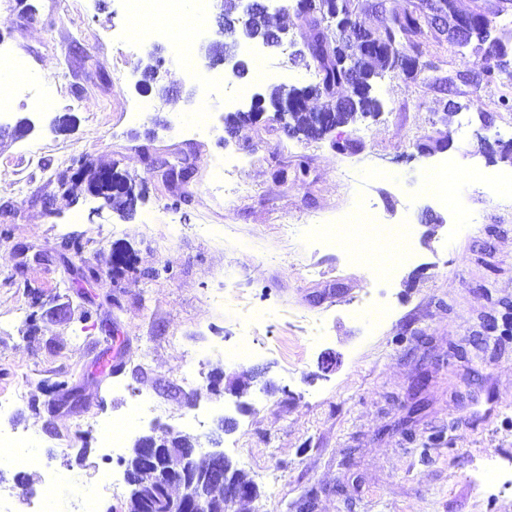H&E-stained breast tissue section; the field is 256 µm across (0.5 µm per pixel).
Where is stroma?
<instances>
[{"instance_id":"stroma-1","label":"stroma","mask_w":512,"mask_h":512,"mask_svg":"<svg viewBox=\"0 0 512 512\" xmlns=\"http://www.w3.org/2000/svg\"><path fill=\"white\" fill-rule=\"evenodd\" d=\"M270 22L292 37L263 52L278 82L315 85L316 61L295 56L308 26L291 13ZM193 46L190 74L179 46L132 20L125 0L0 8V49L25 66L0 116V393L27 395L0 425L30 437L42 460L24 488L14 468L0 471V512H39L58 473L77 491L110 477L103 505L125 512L122 459L158 426L218 432L259 491L241 512H512V195L496 182L512 156L486 153L512 141V109L500 103L512 74L480 81L484 50L415 37L401 49L419 69L376 79L377 117L323 139L264 121L229 135L225 96L246 111L269 83H207L232 64L208 69L202 40ZM156 57L164 96L140 83ZM204 100L210 131L194 136ZM143 103V119L129 121ZM39 111L44 121L18 137L12 120ZM57 112L75 116L70 131L49 125ZM78 157L141 188L131 217L104 210L82 175L71 198L56 196ZM444 162L473 173L457 188L465 208L419 189ZM169 168L193 175L168 181ZM368 206L378 223L413 230L410 256L371 275L372 238L331 247L313 234ZM154 268L160 277L147 278ZM244 335L255 353L239 361ZM115 355L122 371L101 372ZM217 372L239 395L207 394ZM142 398L162 415L134 421L119 457H104L98 431ZM481 462L497 467L492 488L474 481Z\"/></svg>"}]
</instances>
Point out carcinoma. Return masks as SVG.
<instances>
[{
	"label": "carcinoma",
	"instance_id": "cac0c4a2",
	"mask_svg": "<svg viewBox=\"0 0 512 512\" xmlns=\"http://www.w3.org/2000/svg\"><path fill=\"white\" fill-rule=\"evenodd\" d=\"M305 3L311 11L309 21L314 30L310 41L307 42V49L311 55L317 57L319 72L322 75L321 84L332 88L330 99L322 112L328 114L338 125L348 124L360 115L380 110V101L371 95L373 78L386 70L403 66L401 59L394 53L392 44L420 32L428 16L434 13L439 12L443 15L444 28L438 30L440 36L444 35V31L454 29L457 20L455 4L450 0H423L421 10L382 21L380 26L371 29V41L365 45H356L345 41L341 28L334 29L331 26L336 8L335 0H297L299 6ZM231 14V3L228 2L224 9L223 29V36L227 37V40L221 43V48L226 53L239 46V39L235 38L236 22L231 18ZM471 14L475 18V24L466 45L473 44L478 48L487 46V51L495 60V64L483 72V79L487 83H492L507 68L505 57L508 53L497 43V39L491 37V29L486 27L487 20L484 14L476 9L471 10ZM332 42L336 43L333 48L330 47ZM346 51L355 58L358 78L354 83L350 82L349 75L341 64L343 53ZM343 87L350 88V92L345 95L337 94V90ZM313 92V86L301 89L276 86L271 90V102H288L294 106V111L288 113V137L306 136L311 130L317 113L309 111L306 102ZM126 183L128 180L125 177L114 173L112 185L93 181L91 187L104 202L112 203L113 209L129 214L131 210L127 203L118 194L111 192V189L118 190Z\"/></svg>",
	"mask_w": 512,
	"mask_h": 512
}]
</instances>
